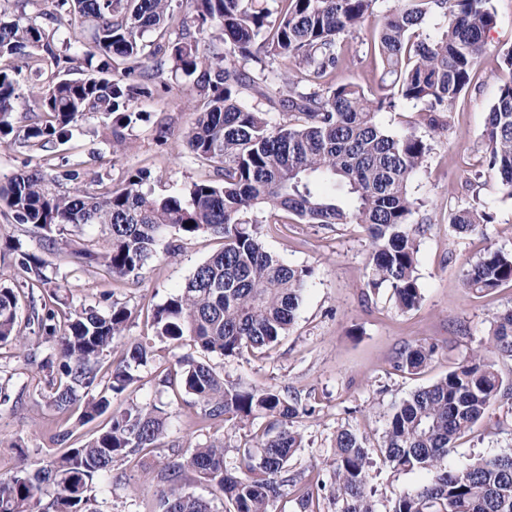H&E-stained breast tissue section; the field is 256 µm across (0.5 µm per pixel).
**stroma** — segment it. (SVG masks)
Instances as JSON below:
<instances>
[{"mask_svg": "<svg viewBox=\"0 0 512 512\" xmlns=\"http://www.w3.org/2000/svg\"><path fill=\"white\" fill-rule=\"evenodd\" d=\"M490 6L497 24L487 50L478 58L467 90L453 106L447 130L432 139L428 160L409 185L412 196L423 203L415 216L423 225L417 254L422 287L419 306L401 311L390 289L369 288L368 242L357 226L323 228L294 219L266 224L261 228L266 250L289 265L313 270L295 322L265 355L212 360L226 382L245 389L273 386L313 406V413L298 424L304 443L291 461L296 475L324 471L333 457L337 429L357 430L372 459L371 487L379 512H389L399 495L430 478L427 472L401 471L384 462L381 445L390 413L472 352L486 349L495 315L512 307L511 283L490 294L471 292L463 284L465 259L479 256L487 246L512 250V197L504 194L497 177L482 162L486 112L507 75L501 54L512 47V0H490ZM367 37L363 31L346 39L348 64L337 78L374 92L382 66L369 52ZM191 86V79L161 66L151 95L135 105L142 117L126 129L121 152H113L106 140L109 120L99 113L80 119L71 138L56 145L54 152L116 184L128 172L147 170L150 177L143 190L156 196L180 192L193 182L211 178L212 169L199 163L185 144L197 104ZM471 205L485 207L492 223L475 236L456 234L449 223L451 214ZM16 242L23 250L43 251L39 233L1 212L0 281L7 284L16 276L9 249ZM221 245L219 237L199 233L184 242L176 258L151 259L137 276L123 279L112 278L66 254L50 256L49 261L59 275L77 283L74 304L102 310L112 301L126 306L133 313L128 337L149 340L153 337V308L163 304ZM419 343L436 345L432 360L414 374L396 371L393 360L397 353ZM0 370L13 375L12 397L0 403V434L23 440L19 450L0 447V472L21 462L48 464L59 450L52 437L63 430V422L41 398L34 368L25 365L11 347L0 348ZM126 396L163 405L169 416L160 452L146 461L151 471L171 461L172 448L184 450L209 437L224 439V464L235 469L238 446L249 440L253 430L269 426L265 418L240 428L203 423L200 409L190 397L159 385L152 365L141 368L139 382ZM494 419L503 423L500 432L490 430ZM491 420L478 423L456 441L446 460L449 468L463 467L478 456L512 453V415L500 407ZM143 472L116 465L110 478L96 488L102 512H156L155 488Z\"/></svg>", "mask_w": 512, "mask_h": 512, "instance_id": "obj_1", "label": "stroma"}]
</instances>
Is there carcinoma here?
<instances>
[{
  "mask_svg": "<svg viewBox=\"0 0 512 512\" xmlns=\"http://www.w3.org/2000/svg\"><path fill=\"white\" fill-rule=\"evenodd\" d=\"M51 24L0 19V144H20L49 152L65 142L70 127L88 113L112 116V148L125 145L132 109L149 90L151 75L141 37L150 29L177 22L172 0H43ZM190 0L199 25L215 26L210 47L185 36L172 48L158 45L153 56L170 55L172 71L193 79L201 98L186 136V146L208 162L215 180L194 182L185 193L153 196L141 190L149 173L137 169L114 189L101 175L98 190L80 186L84 174L63 159L58 175H12L0 184V204L15 223L42 231L45 249L67 253L114 278L140 270L171 231L189 239L211 232L223 246L198 264L153 314L154 336L177 346L190 340L209 356L236 357L261 352L293 325L312 276L268 253L256 211L277 220L291 214L306 224H356L368 241V286H385L404 311L418 307L416 274L419 245L412 217L421 203L408 187L431 150L416 130L391 134L375 114L402 99L420 106L430 134L447 128L449 106L469 85L475 60L496 25L489 0H400L383 17L374 36L383 66L379 92L368 94L353 83H337L345 59L344 41L373 14L376 0ZM448 17L435 38L417 31L430 13ZM84 23L94 38L84 51L95 65L81 79L60 77L74 58L59 49L58 31ZM227 52L213 49L215 42ZM43 75L49 59L57 72L17 93L14 60ZM253 62L249 74L240 63ZM267 102L266 111L247 106L242 96ZM37 112L39 120L14 129L9 114ZM281 119L274 121L270 111ZM487 170L512 196V78L504 79L489 105L483 131ZM492 219L473 205L457 210L450 224L462 236L476 234ZM194 225H188V222ZM107 232L96 249L82 239L87 225ZM17 284H0V346H10L28 362L40 361L48 388L47 404L65 415L81 407L79 424L107 416L106 424L84 439L68 430L52 439L64 445L45 466L22 463L0 474V512H101L93 488L116 463L143 466L161 447L168 416L151 403L112 401L138 382L137 370L155 360L153 346L125 340L131 312L116 303L106 310L72 308L63 294L74 284L46 274L39 254L15 258ZM512 282V252L489 246L466 260L465 288L489 293ZM27 315L18 317L20 297ZM490 348L512 358V309L493 320ZM121 351L110 372L104 360ZM434 349L407 345L395 368L414 373ZM178 386L199 406L207 423L230 420L245 426L272 420L256 444L238 448L239 470L224 467V440L198 442L190 452L158 470V512H212L208 501L188 494L189 480L208 483L224 494L227 512H270L285 495L301 512H315L326 489L338 512H378L370 487V460L363 437L341 428L334 437L330 482L316 476L305 482L291 473L289 461L302 447L296 423L311 409L297 396L274 387L241 389L224 380L206 359L175 358V369L161 377ZM512 400L497 364L475 351L438 381L413 392L389 417L382 444L385 460L402 471H426L431 479L399 496L389 512H512V455L476 457L459 469L443 460L456 440L483 420L496 404Z\"/></svg>",
  "mask_w": 512,
  "mask_h": 512,
  "instance_id": "carcinoma-1",
  "label": "carcinoma"
}]
</instances>
